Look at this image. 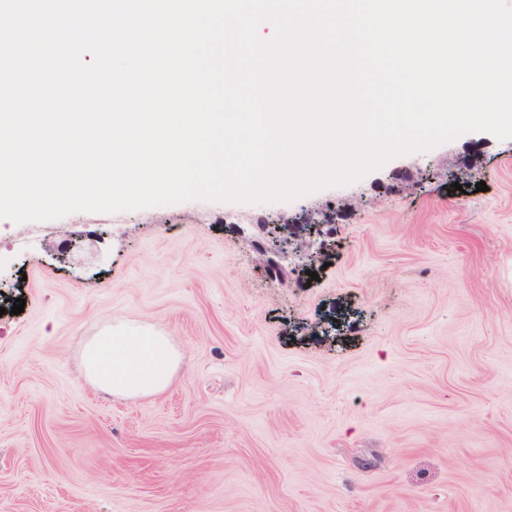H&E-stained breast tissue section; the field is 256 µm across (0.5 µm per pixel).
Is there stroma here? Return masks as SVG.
<instances>
[{"label": "stroma", "instance_id": "35a3bbf8", "mask_svg": "<svg viewBox=\"0 0 512 512\" xmlns=\"http://www.w3.org/2000/svg\"><path fill=\"white\" fill-rule=\"evenodd\" d=\"M336 202L266 251L272 219ZM68 233L80 249L48 256ZM18 298L0 512H512V139L466 133L291 202L0 220V307ZM115 317L181 351L162 394L85 379Z\"/></svg>", "mask_w": 512, "mask_h": 512}]
</instances>
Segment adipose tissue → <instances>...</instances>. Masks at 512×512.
Listing matches in <instances>:
<instances>
[{
  "instance_id": "1",
  "label": "adipose tissue",
  "mask_w": 512,
  "mask_h": 512,
  "mask_svg": "<svg viewBox=\"0 0 512 512\" xmlns=\"http://www.w3.org/2000/svg\"><path fill=\"white\" fill-rule=\"evenodd\" d=\"M182 362L180 351L147 323L115 318L83 348L85 378L112 396L136 399L161 394Z\"/></svg>"
}]
</instances>
